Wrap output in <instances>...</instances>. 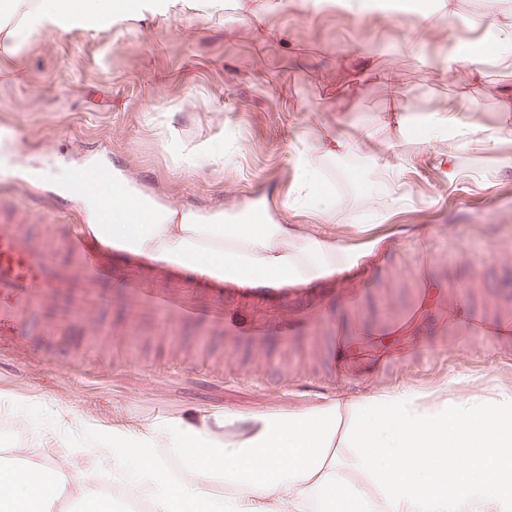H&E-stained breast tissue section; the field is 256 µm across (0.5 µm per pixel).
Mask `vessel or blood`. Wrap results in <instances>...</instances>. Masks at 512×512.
<instances>
[{"label": "vessel or blood", "mask_w": 512, "mask_h": 512, "mask_svg": "<svg viewBox=\"0 0 512 512\" xmlns=\"http://www.w3.org/2000/svg\"><path fill=\"white\" fill-rule=\"evenodd\" d=\"M111 182V170L98 167L74 172L71 188L80 194L97 192L106 190ZM27 221L26 214L8 212L0 206V337L26 335L31 313L44 297L65 298L62 322L66 325L112 298L107 290L112 267L103 259V244L89 242L80 225H68V258L61 262L28 230ZM120 287L126 298L161 312L169 324L207 318L223 330L226 344L244 352L258 351L271 343L287 345L290 335L300 328L298 312L308 303L304 289L293 288L289 291L291 315L260 318L242 307L225 304L220 288L213 290L209 302L201 303L191 288H146L134 277L121 282ZM465 322L472 335L482 337L488 350L512 347V318L472 313ZM400 329V323L394 321L368 326L337 323L327 354L329 379L343 374L350 356L371 359L374 343Z\"/></svg>", "instance_id": "obj_1"}]
</instances>
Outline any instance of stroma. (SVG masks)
I'll return each instance as SVG.
<instances>
[{"label": "stroma", "instance_id": "obj_1", "mask_svg": "<svg viewBox=\"0 0 512 512\" xmlns=\"http://www.w3.org/2000/svg\"><path fill=\"white\" fill-rule=\"evenodd\" d=\"M151 5L128 0L126 19L92 29L64 19L0 57V148L16 155L0 164V197L35 214L34 229L55 256L66 255L60 224L85 217L73 200L23 178V167L93 154L144 194L183 209L225 210L255 194L274 205L299 174L294 146L303 130L335 128L340 115L374 126L403 103L417 114L389 157L365 149L326 172L341 206L371 224L379 242L350 279L310 282L320 304L284 351L289 364L305 366L312 387L304 392L260 374L218 329L200 321L171 328L161 313L118 298L67 335L5 340L0 458L30 448L58 462L66 447L111 440L113 424L137 432L199 409L322 408L340 388L357 398L406 386L445 387L460 397L474 386L490 398L512 392V349L487 354L454 318L461 306L512 316V127L498 102L512 71L497 65L493 36L476 39L471 28L482 0H456L452 25L425 31L415 55L398 46L422 29L429 0H396L362 16L335 0H321L311 13L261 0L269 24L287 30L284 40L260 35L233 0L201 14L163 15ZM455 42L480 50L475 80L433 72ZM452 98L470 100L467 118L488 135L481 151L459 150L454 178L424 128ZM206 138L233 151L231 166L183 164L180 145ZM385 160L408 194L404 205L382 194L363 201L367 178ZM133 269L148 288L208 285L189 270L134 256L114 272ZM347 289L361 299V323L418 306L403 334L381 339L410 358L387 369L354 366L325 391L312 352L329 348ZM58 414L62 424L44 435V422Z\"/></svg>", "mask_w": 512, "mask_h": 512}]
</instances>
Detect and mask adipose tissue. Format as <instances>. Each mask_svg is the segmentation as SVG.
<instances>
[{
  "instance_id": "obj_1",
  "label": "adipose tissue",
  "mask_w": 512,
  "mask_h": 512,
  "mask_svg": "<svg viewBox=\"0 0 512 512\" xmlns=\"http://www.w3.org/2000/svg\"><path fill=\"white\" fill-rule=\"evenodd\" d=\"M104 11L118 15L113 0H10L0 47L54 27L63 15ZM466 109L457 102L436 113L428 126L431 139L442 140L452 129L463 147L482 148L481 126L457 125V114ZM407 126V110L395 108L356 140L340 129L300 139V175L262 224H239L220 210L163 204L116 177L113 208L135 200L150 210L151 220L100 223V195L89 192L81 196L87 228L128 251L228 280H317L357 259L354 245L337 238V225L367 230L337 204L322 162L362 145L394 149ZM310 210L318 223L286 219ZM484 414L495 419L493 429L465 430L468 420ZM187 441L201 446V454L172 466L170 452ZM132 444L144 453L131 465L121 451ZM104 473L112 476L108 491L99 484ZM353 474L364 477L368 489L349 487ZM141 501L152 512H512V393L490 402L477 390L456 398L444 388H404L365 399L341 390L320 410H200L135 438L116 427L111 445L72 449L56 465L26 449L19 460H0V512H134Z\"/></svg>"
}]
</instances>
